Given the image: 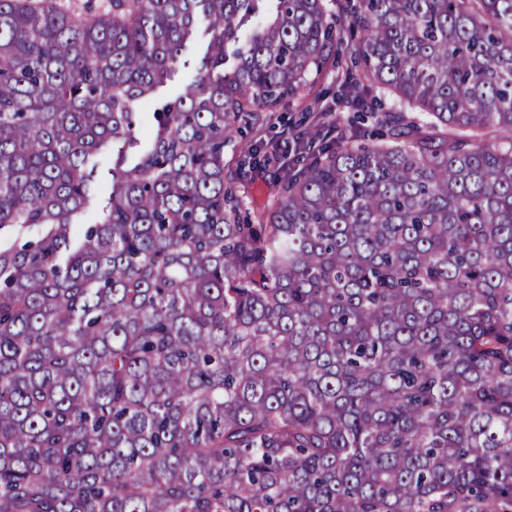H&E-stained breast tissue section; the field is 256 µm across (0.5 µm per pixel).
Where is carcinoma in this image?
<instances>
[{
	"label": "carcinoma",
	"instance_id": "obj_1",
	"mask_svg": "<svg viewBox=\"0 0 512 512\" xmlns=\"http://www.w3.org/2000/svg\"><path fill=\"white\" fill-rule=\"evenodd\" d=\"M343 50L385 138L243 219ZM0 512H512V0H0ZM208 36L206 35V21L201 19L194 39L189 44L183 62L177 67L174 76L160 87L157 92L159 99H171L178 96L184 87L194 82L199 76L200 60L204 54ZM337 73L335 61L330 60L322 72L313 73L308 77L306 85L297 96L289 100L287 98L283 102L279 111L273 114V120L262 128L260 134H257L256 130L243 131L225 147L224 161L234 169L244 154V144H256L261 158L272 159L271 166H267L266 170L261 168L248 172L245 198L248 208L261 206L275 192L277 176L274 175V170L280 168L279 172L283 174L290 167L288 162L291 153L283 155V141L288 129L295 133L301 129H317L322 133L326 131L321 125L328 120L321 119L320 112L308 105L314 98L320 99L321 110H329L333 120L339 119L344 136H349L351 131H354L347 119L354 115L357 106L350 100L354 94L361 96V92L355 87L341 86Z\"/></svg>",
	"mask_w": 512,
	"mask_h": 512
}]
</instances>
